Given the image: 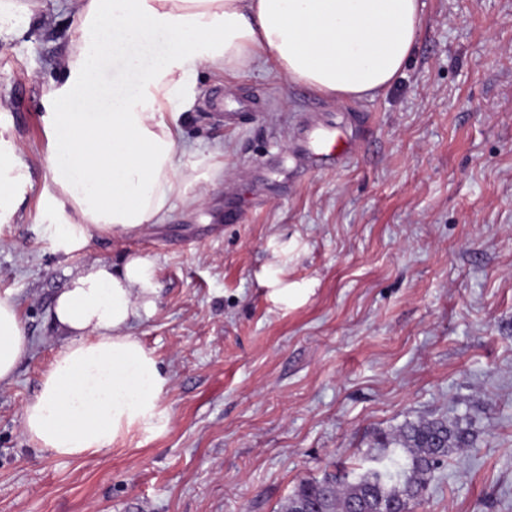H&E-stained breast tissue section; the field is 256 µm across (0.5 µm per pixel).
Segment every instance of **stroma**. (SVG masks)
<instances>
[{
	"mask_svg": "<svg viewBox=\"0 0 512 512\" xmlns=\"http://www.w3.org/2000/svg\"><path fill=\"white\" fill-rule=\"evenodd\" d=\"M402 76L333 101L269 64L199 73L177 156L223 164L206 204L64 251L42 216L40 87L77 33L39 0L0 36V137L32 185L0 229V296L31 343L0 386V512H284L408 421L468 419L418 512H512V0H421ZM306 125L355 143L311 166ZM150 259L131 327L168 378L161 416L102 454L35 448L22 413L64 342L52 306L97 260Z\"/></svg>",
	"mask_w": 512,
	"mask_h": 512,
	"instance_id": "35a3bbf8",
	"label": "stroma"
}]
</instances>
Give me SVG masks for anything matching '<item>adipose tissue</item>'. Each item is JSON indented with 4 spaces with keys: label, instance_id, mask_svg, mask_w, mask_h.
Here are the masks:
<instances>
[{
    "label": "adipose tissue",
    "instance_id": "adipose-tissue-1",
    "mask_svg": "<svg viewBox=\"0 0 512 512\" xmlns=\"http://www.w3.org/2000/svg\"><path fill=\"white\" fill-rule=\"evenodd\" d=\"M78 32L60 80L44 85L50 150L47 215L64 250L97 236H133L163 223L172 200L207 202L223 168L199 176L176 158L179 119L197 97L194 76L274 63L292 84L336 99L387 89L411 58L420 0H71ZM163 37L162 57L139 46ZM126 52L133 89L87 110L105 59ZM29 164L0 141V224L17 214ZM153 263L129 257L72 273L55 299L65 338L22 414L34 447L61 458L108 451L135 428H152L167 379L129 328L155 305ZM29 341L12 301L0 297V385Z\"/></svg>",
    "mask_w": 512,
    "mask_h": 512
}]
</instances>
